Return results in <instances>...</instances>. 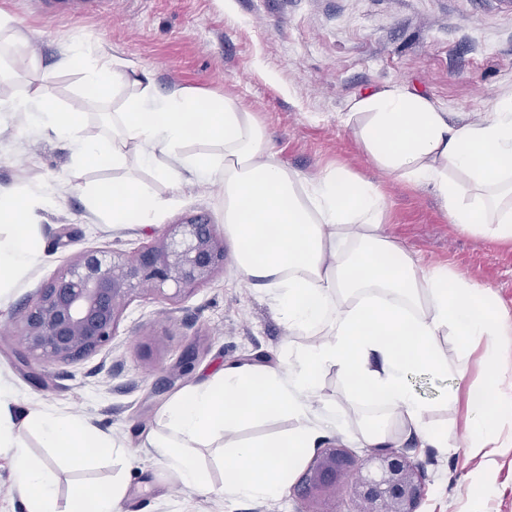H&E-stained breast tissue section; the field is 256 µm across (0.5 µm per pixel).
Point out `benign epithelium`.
I'll list each match as a JSON object with an SVG mask.
<instances>
[{"label": "benign epithelium", "mask_w": 512, "mask_h": 512, "mask_svg": "<svg viewBox=\"0 0 512 512\" xmlns=\"http://www.w3.org/2000/svg\"><path fill=\"white\" fill-rule=\"evenodd\" d=\"M224 236L202 217L171 224L132 252L90 250L77 255L37 290L18 333L22 352L42 362H69L109 346L135 300L186 298L224 267ZM374 468L354 484L359 512H417L421 475L406 456L380 449ZM341 449L318 452L304 477L308 487L336 480Z\"/></svg>", "instance_id": "1"}]
</instances>
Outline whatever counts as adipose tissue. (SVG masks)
<instances>
[{
	"mask_svg": "<svg viewBox=\"0 0 512 512\" xmlns=\"http://www.w3.org/2000/svg\"><path fill=\"white\" fill-rule=\"evenodd\" d=\"M93 45L76 43L65 64L83 69L84 84L109 98L132 80L139 94L112 115V134L85 138L82 113L62 109L34 91L0 99V113L21 115L37 130L66 141L78 166L155 167L180 185L184 175L224 187V233L246 280L266 288L291 331L309 343L288 351L280 365L223 366L176 393L164 412L166 431L150 442L156 455L189 488L224 500L268 499L288 482L285 458L300 459L339 432L336 414L320 395L323 370L337 369L356 400L383 410L362 433L367 448H396L409 437L444 448L448 431L427 426L426 404L408 384L417 368L447 371L436 340L446 330L463 344L484 343L495 368L507 325L491 288L445 269L422 268L383 222V196L371 180L337 169L305 178L277 157L253 113L234 100L203 101L193 90L156 93L147 74L129 75L91 62ZM373 165L405 181L432 187L452 223L512 240V101L498 111L451 120L428 98L394 89L355 101L346 115ZM214 143L206 154L190 141ZM55 194L38 181L0 188V299L31 272L41 255L36 221ZM89 210L112 224H154L175 198L148 194L134 178L87 188ZM11 393L0 385V448L12 449L14 483L24 512L57 509L56 478L48 458L28 450L36 433L75 467L113 457L131 463V449L72 413L31 410L14 418ZM292 420L289 431L241 441L246 424L271 417ZM512 419V393L470 391L469 442L484 447L492 423ZM223 448V480L214 484L198 463L197 446ZM123 477L75 488L62 512H120Z\"/></svg>",
	"mask_w": 512,
	"mask_h": 512,
	"instance_id": "ef3b65f1",
	"label": "adipose tissue"
}]
</instances>
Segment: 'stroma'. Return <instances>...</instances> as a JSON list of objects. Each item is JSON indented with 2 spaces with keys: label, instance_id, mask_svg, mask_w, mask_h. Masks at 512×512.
<instances>
[{
  "label": "stroma",
  "instance_id": "35a3bbf8",
  "mask_svg": "<svg viewBox=\"0 0 512 512\" xmlns=\"http://www.w3.org/2000/svg\"><path fill=\"white\" fill-rule=\"evenodd\" d=\"M0 14L27 37L25 46L0 54V98L39 85L62 108L85 113L81 136L111 132L104 113L120 111L139 88L119 86L106 102L88 98L81 69L61 64L80 38L99 44L118 68L147 71L157 92L178 86L234 99L266 127L289 169L313 178L340 168L376 182L391 233L423 263L491 288L512 324V242L452 224L430 188L390 180L345 123L355 100L395 88L467 119L512 98V0H100L94 11L52 19L31 0H0ZM45 71L52 78L42 85ZM129 176L151 194L176 196L177 205L156 224H109L89 211L81 186ZM38 180L56 188L40 213L42 255L29 278L0 300V382L14 397V412H76L135 449L121 512H359L351 482L372 455L358 442L372 406L353 399L333 369L322 375L321 394L343 417L335 443L349 461L335 486L305 491L306 457L277 498L224 502L183 486L148 448L149 436L164 430V405L192 380L175 369L198 339L206 344L194 367L206 373L233 363L275 367L286 349L309 341L287 331L269 292L243 282L232 260L184 301L135 300L107 349L69 363L21 357L8 330L37 289L79 253L130 252L197 215L224 227L219 186L185 183L174 193L154 169L133 161L116 169L79 168L67 142L32 129L21 116L1 120L0 187ZM438 349L447 371L416 370L409 378L428 407V424L448 431L444 448H425L415 439L401 446L422 476L417 512H512V423L502 422L488 447L476 450L465 440L468 389L489 383L482 352L463 348L451 333L439 336ZM54 469L62 504L76 484L106 483L118 471L108 459L82 470L58 459Z\"/></svg>",
  "mask_w": 512,
  "mask_h": 512
}]
</instances>
